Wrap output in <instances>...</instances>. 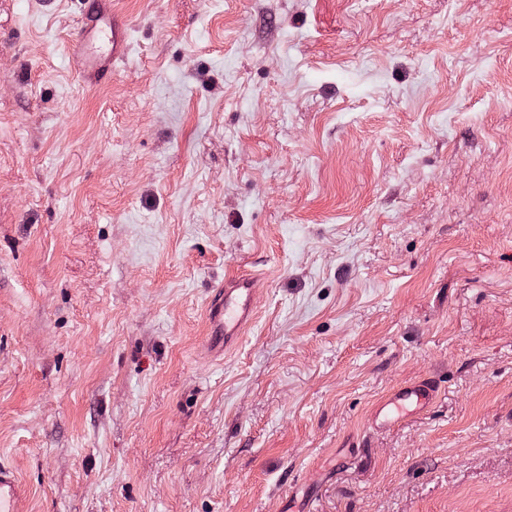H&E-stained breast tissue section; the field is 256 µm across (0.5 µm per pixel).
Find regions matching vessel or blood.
Masks as SVG:
<instances>
[{
	"mask_svg": "<svg viewBox=\"0 0 512 512\" xmlns=\"http://www.w3.org/2000/svg\"><path fill=\"white\" fill-rule=\"evenodd\" d=\"M83 27L75 37L74 65L83 84L99 85L110 77L116 62L130 50V24L118 10L115 0H76ZM252 281L244 275L225 278L210 303L211 333L232 344L252 320L249 304ZM434 398L428 384H410L392 394L381 406L377 425L383 426L409 408H422ZM23 484L12 469L0 465V512H24Z\"/></svg>",
	"mask_w": 512,
	"mask_h": 512,
	"instance_id": "1",
	"label": "vessel or blood"
}]
</instances>
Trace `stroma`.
Segmentation results:
<instances>
[{"mask_svg": "<svg viewBox=\"0 0 512 512\" xmlns=\"http://www.w3.org/2000/svg\"><path fill=\"white\" fill-rule=\"evenodd\" d=\"M120 2L129 57L86 88L73 0H0L28 512H512V0ZM251 290L252 280L249 277L234 275L224 279V287L218 288L211 300L210 335H224V354L252 320ZM434 392L433 386L423 383L402 387L381 406L376 416V424L384 426L410 407L420 409L426 406L433 400Z\"/></svg>", "mask_w": 512, "mask_h": 512, "instance_id": "35a3bbf8", "label": "stroma"}]
</instances>
